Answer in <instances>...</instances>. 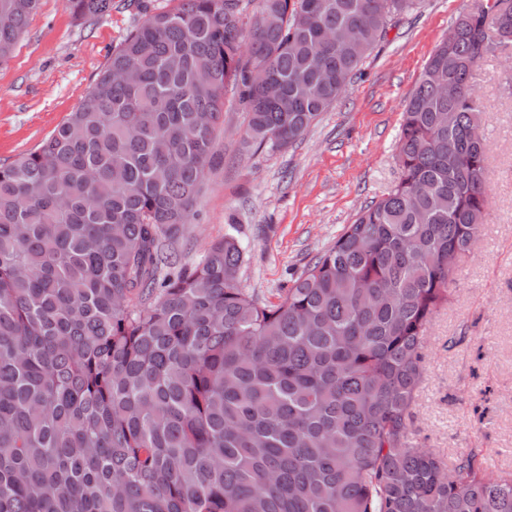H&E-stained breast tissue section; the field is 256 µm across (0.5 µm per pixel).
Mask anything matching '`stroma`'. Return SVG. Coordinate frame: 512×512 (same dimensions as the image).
Listing matches in <instances>:
<instances>
[{
    "instance_id": "35a3bbf8",
    "label": "stroma",
    "mask_w": 512,
    "mask_h": 512,
    "mask_svg": "<svg viewBox=\"0 0 512 512\" xmlns=\"http://www.w3.org/2000/svg\"><path fill=\"white\" fill-rule=\"evenodd\" d=\"M86 21L63 0H41L12 58L0 64V162L34 150L73 112L112 49L173 0H112ZM474 0H418L360 63L336 102L295 143L243 144L246 115L224 106L215 163L196 201L198 217L177 246L200 261L236 223L246 249L240 285L277 301L332 246L358 212L398 177L402 112L424 64ZM487 58L473 85L483 106L490 206L482 235L461 259L446 307L426 332L425 372L411 430L444 460L482 451L489 477L512 471V97Z\"/></svg>"
}]
</instances>
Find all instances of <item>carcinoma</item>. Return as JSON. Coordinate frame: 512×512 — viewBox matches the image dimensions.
I'll return each instance as SVG.
<instances>
[{
	"instance_id": "1",
	"label": "carcinoma",
	"mask_w": 512,
	"mask_h": 512,
	"mask_svg": "<svg viewBox=\"0 0 512 512\" xmlns=\"http://www.w3.org/2000/svg\"><path fill=\"white\" fill-rule=\"evenodd\" d=\"M415 3L176 0L0 163V512H512V472L410 432L427 327L490 204L472 80L512 53V0L458 16L407 100L398 179L277 302L240 287L232 233L174 259L227 97L244 143L289 145ZM39 5L0 0V64Z\"/></svg>"
}]
</instances>
